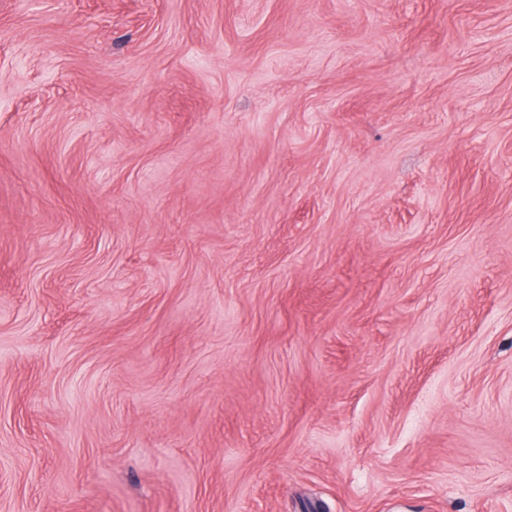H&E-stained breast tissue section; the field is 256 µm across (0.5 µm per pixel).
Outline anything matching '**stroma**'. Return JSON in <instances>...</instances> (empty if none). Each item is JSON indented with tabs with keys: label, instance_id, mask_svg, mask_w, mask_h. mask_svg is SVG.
Returning <instances> with one entry per match:
<instances>
[{
	"label": "stroma",
	"instance_id": "1",
	"mask_svg": "<svg viewBox=\"0 0 512 512\" xmlns=\"http://www.w3.org/2000/svg\"><path fill=\"white\" fill-rule=\"evenodd\" d=\"M0 512H512V0H0Z\"/></svg>",
	"mask_w": 512,
	"mask_h": 512
}]
</instances>
